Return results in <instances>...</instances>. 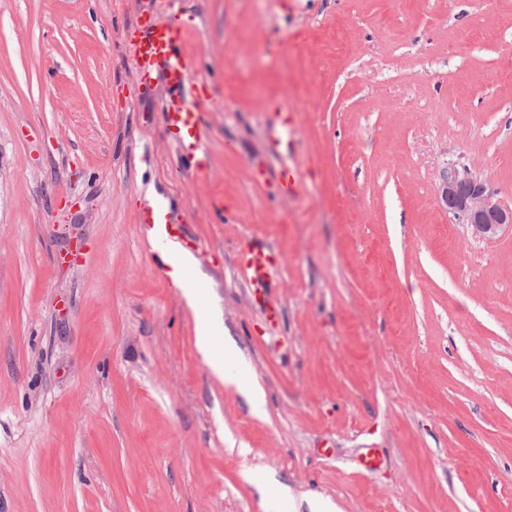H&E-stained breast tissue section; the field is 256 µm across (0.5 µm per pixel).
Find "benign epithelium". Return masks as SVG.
<instances>
[{
  "label": "benign epithelium",
  "instance_id": "7a95c632",
  "mask_svg": "<svg viewBox=\"0 0 512 512\" xmlns=\"http://www.w3.org/2000/svg\"><path fill=\"white\" fill-rule=\"evenodd\" d=\"M497 190L487 178L446 169L440 175L436 198L447 212L462 219L472 235L490 240L512 226V208L494 201Z\"/></svg>",
  "mask_w": 512,
  "mask_h": 512
}]
</instances>
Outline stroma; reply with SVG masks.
<instances>
[{"mask_svg": "<svg viewBox=\"0 0 512 512\" xmlns=\"http://www.w3.org/2000/svg\"><path fill=\"white\" fill-rule=\"evenodd\" d=\"M149 6L0 0V512H512V228L436 199L455 168L512 206V0H178L205 178L124 54ZM147 187L199 245L184 286L139 237ZM249 242L282 255L276 315ZM206 315L263 414L212 373ZM275 112L279 121L271 126L268 134L269 152L275 156L289 152L295 132L294 112ZM277 183L284 198H296L304 193L300 172L294 166L285 165L277 171ZM280 252L271 246L249 245L241 252L239 267L244 278L257 288H265L264 282L268 270L278 266Z\"/></svg>", "mask_w": 512, "mask_h": 512, "instance_id": "stroma-1", "label": "stroma"}]
</instances>
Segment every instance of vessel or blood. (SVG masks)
Segmentation results:
<instances>
[{"mask_svg": "<svg viewBox=\"0 0 512 512\" xmlns=\"http://www.w3.org/2000/svg\"><path fill=\"white\" fill-rule=\"evenodd\" d=\"M174 5L175 0H152L151 7L125 28L123 45L144 84L159 80L167 85L170 97L161 110L163 124L178 144L189 170L205 177L209 165L204 146L208 136L204 109L209 97L199 91L196 62L184 50L187 33ZM294 132L292 114L280 113L268 134L270 153L278 156L289 152ZM276 180L284 198H296L304 192L295 167H281ZM139 222L151 232L155 243L189 249L185 227L170 217L164 198L144 204ZM279 261L280 253L274 247L252 245L242 252L239 267L245 279L260 287L268 270L276 268Z\"/></svg>", "mask_w": 512, "mask_h": 512, "instance_id": "vessel-or-blood-1", "label": "vessel or blood"}]
</instances>
